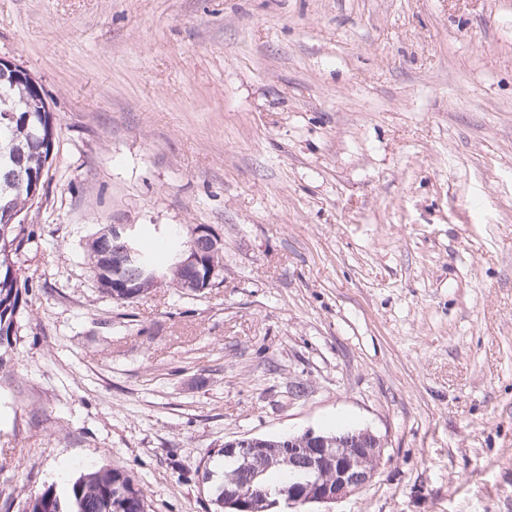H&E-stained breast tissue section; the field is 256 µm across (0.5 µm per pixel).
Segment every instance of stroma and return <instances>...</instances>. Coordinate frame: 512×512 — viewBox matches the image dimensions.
I'll list each match as a JSON object with an SVG mask.
<instances>
[{"label": "stroma", "mask_w": 512, "mask_h": 512, "mask_svg": "<svg viewBox=\"0 0 512 512\" xmlns=\"http://www.w3.org/2000/svg\"><path fill=\"white\" fill-rule=\"evenodd\" d=\"M57 142L0 368V512L100 468L214 512L225 441L368 429L301 512H512V0H0ZM215 285L104 294L100 225Z\"/></svg>", "instance_id": "35a3bbf8"}]
</instances>
